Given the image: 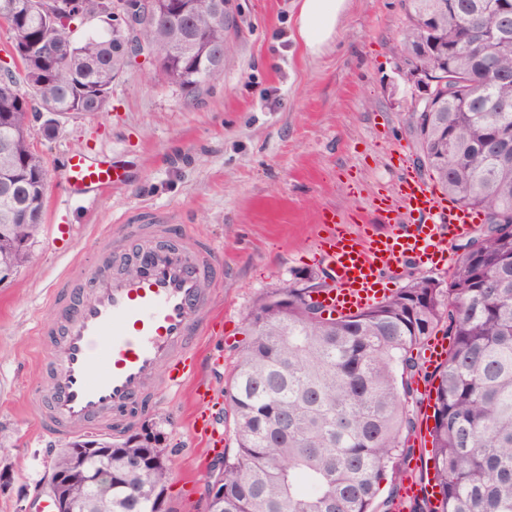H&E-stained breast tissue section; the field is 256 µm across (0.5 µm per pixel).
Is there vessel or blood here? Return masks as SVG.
Listing matches in <instances>:
<instances>
[{
    "instance_id": "obj_1",
    "label": "vessel or blood",
    "mask_w": 512,
    "mask_h": 512,
    "mask_svg": "<svg viewBox=\"0 0 512 512\" xmlns=\"http://www.w3.org/2000/svg\"><path fill=\"white\" fill-rule=\"evenodd\" d=\"M62 178L72 191L97 194L124 183L128 172L116 161L73 153ZM405 211L412 222L403 227ZM373 212L375 222L327 225L314 239L334 280L321 301L336 313L379 302L388 272L409 261L443 258L446 241L467 236L475 221L473 209L408 173L395 196L378 197ZM117 248L137 254L138 273L110 272ZM219 250L216 242L144 219L104 231L97 252L63 272L47 298L56 319L35 328L53 350L48 394L38 404L44 435H122L157 404L156 381L176 393L196 375L198 338L213 327L207 306L223 282ZM193 428L208 446L220 444L210 414L195 416ZM402 497L435 500L430 476L406 482Z\"/></svg>"
}]
</instances>
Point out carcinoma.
I'll return each mask as SVG.
<instances>
[{
	"instance_id": "obj_1",
	"label": "carcinoma",
	"mask_w": 512,
	"mask_h": 512,
	"mask_svg": "<svg viewBox=\"0 0 512 512\" xmlns=\"http://www.w3.org/2000/svg\"><path fill=\"white\" fill-rule=\"evenodd\" d=\"M50 16L35 0H0V21L14 36L43 47L21 59L29 96L10 67L0 68V174L20 181L0 197V258L28 261L44 202L45 168L33 143L35 113H97L112 82L132 60L123 26L72 38L90 20L96 0ZM403 42L424 38L446 47L468 18L475 47L420 60L441 98L436 112H407L416 154L444 156L426 169L450 199L493 219L494 227L463 246L448 283L414 278L382 301L349 315L323 316L304 288L271 292L254 304L245 346L224 385L236 448L224 455L222 495L210 512H394L415 448L419 414L409 409L414 384L435 393L430 430L440 507L415 499L409 512H512V37L486 44L487 0H448L429 20L434 0H401ZM149 8L139 39L162 78L196 101L224 70V10L218 0L131 2ZM448 338L446 360L423 373L427 340ZM112 449V512H153L167 490L164 449L151 434ZM145 468L130 470L125 459ZM390 481L379 500L381 485Z\"/></svg>"
}]
</instances>
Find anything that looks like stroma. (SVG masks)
<instances>
[{"label":"stroma","mask_w":512,"mask_h":512,"mask_svg":"<svg viewBox=\"0 0 512 512\" xmlns=\"http://www.w3.org/2000/svg\"><path fill=\"white\" fill-rule=\"evenodd\" d=\"M301 0H231L224 72L187 101L140 59L112 85L105 111L57 117L51 136L35 122L48 173L43 220L29 262L0 287V469L13 482L0 512H23L46 492L61 448L38 429L45 352L34 334L51 317L46 292L78 257L99 246V228L142 214L213 239L224 286L198 340L200 366L179 396L163 395L139 432L165 448L168 512H204L203 410L196 391L222 396L242 352L245 320L260 297L321 275L313 239L322 215L355 224L395 194L404 171L426 176L403 128L414 87L405 75L401 0H347L319 55L297 41ZM125 165L128 181L89 198L61 178L70 153Z\"/></svg>","instance_id":"stroma-1"}]
</instances>
